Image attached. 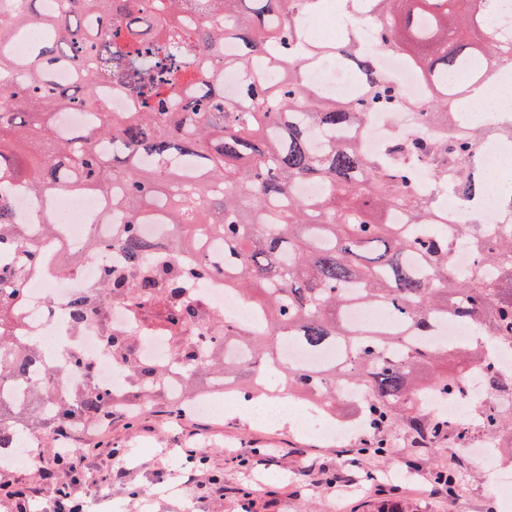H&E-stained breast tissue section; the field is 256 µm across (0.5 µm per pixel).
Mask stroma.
<instances>
[{
  "label": "stroma",
  "mask_w": 512,
  "mask_h": 512,
  "mask_svg": "<svg viewBox=\"0 0 512 512\" xmlns=\"http://www.w3.org/2000/svg\"><path fill=\"white\" fill-rule=\"evenodd\" d=\"M296 418L292 410L276 424H262L238 402L216 417L192 411L177 416L159 399L146 403L136 417L113 415L97 435L84 429L71 433L69 445H94L84 468L126 473L112 482V500L101 504L100 512H377L387 499L400 512H512V501L496 491L494 471L454 441L419 448L410 431L391 428L384 432L391 453L374 456L360 451L358 442L336 443L299 431ZM199 448L208 451L204 463L181 462V454ZM244 452L254 459L251 468L238 464ZM53 464L48 453L40 463L0 467V489L7 485L25 493L19 508L0 492V512H51L55 486L67 479L60 471L54 480L44 479L43 467ZM439 468L466 474L454 497L431 492L430 479ZM386 469L399 470L402 480L359 491L365 473ZM341 471L351 475L353 486L328 487L327 475ZM215 475L224 482L220 497L210 490Z\"/></svg>",
  "instance_id": "obj_1"
}]
</instances>
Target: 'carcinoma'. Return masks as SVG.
Masks as SVG:
<instances>
[{
  "mask_svg": "<svg viewBox=\"0 0 512 512\" xmlns=\"http://www.w3.org/2000/svg\"><path fill=\"white\" fill-rule=\"evenodd\" d=\"M0 0V451L30 437L52 448L77 425L94 428L115 411H131L130 396L95 381L94 365L68 344L64 359L32 373L41 360L38 337L23 324V287L35 271L52 266L59 225L18 224L14 191L30 195L96 193L107 201L102 221L123 216L112 238L95 246L118 251L122 261L102 271L100 287L72 296L64 308L72 332L103 318L107 299L136 303L156 295L168 322L187 329L208 318L209 328L177 338L164 360L137 356L143 333L106 328L112 362L137 397L190 403L196 376L211 370L242 375L254 385L271 371L288 392L336 410V386L364 388L365 414L388 428L405 425L431 440L448 435V422L420 410L419 391L445 394L458 387L463 367L500 339H512V220L506 224H450L437 195L452 191L459 204L481 202L475 176L476 142L492 132L512 138V123L475 127L460 111L475 87L502 62L512 63V27L495 22L493 0H368L371 41L395 49L418 69L428 101L417 106L442 132L399 135L383 154H369L359 138L369 116L390 112L404 93L380 76L375 56L349 30L332 41L298 48L306 17L321 0H158L147 15L140 0H64L45 15L40 0ZM42 37L27 56L14 58L3 44L17 30ZM233 42L237 50L224 52ZM266 61L277 79L265 81L251 64ZM333 61L359 89L327 97L307 79ZM75 79L58 84L53 71ZM240 71L242 93L224 98L221 76ZM467 74L464 82L452 76ZM116 81L132 99L128 112L102 103L101 85ZM81 112L83 124L61 118ZM414 160L429 167L436 195L414 189ZM304 181L322 193L304 199ZM173 224L179 236L173 259L155 253L143 225ZM464 239L477 263L452 269L454 241ZM219 251L191 263L179 256L206 242ZM229 278L263 313L258 330L240 333L223 315L205 313L188 292L210 279ZM382 306L397 327H358L354 307ZM448 320L467 323L476 339L453 348L431 339ZM319 354L339 348L342 359L299 364L283 345ZM450 358L461 368L421 382L417 373ZM183 380V398L165 387L170 371ZM82 376L77 386L69 374ZM486 431L512 432V419L485 411Z\"/></svg>",
  "mask_w": 512,
  "mask_h": 512,
  "instance_id": "obj_1",
  "label": "carcinoma"
}]
</instances>
